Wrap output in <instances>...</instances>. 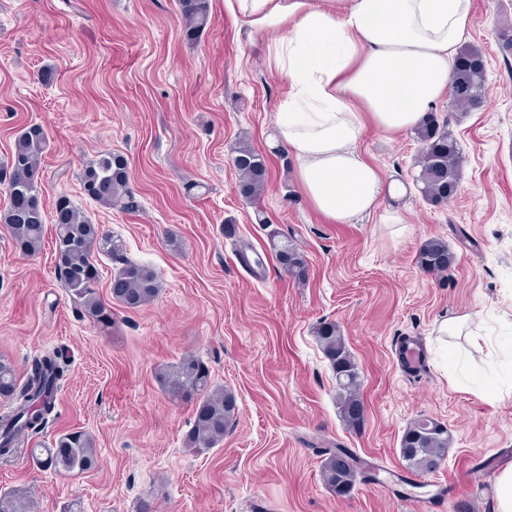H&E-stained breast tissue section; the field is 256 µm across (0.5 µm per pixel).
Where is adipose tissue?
Here are the masks:
<instances>
[{
    "label": "adipose tissue",
    "mask_w": 512,
    "mask_h": 512,
    "mask_svg": "<svg viewBox=\"0 0 512 512\" xmlns=\"http://www.w3.org/2000/svg\"><path fill=\"white\" fill-rule=\"evenodd\" d=\"M270 36L288 94L275 140L314 211L351 224L380 208L385 183L359 152L367 125L418 126L442 97L472 24V0H225Z\"/></svg>",
    "instance_id": "obj_1"
}]
</instances>
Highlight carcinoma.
Returning <instances> with one entry per match:
<instances>
[{"label": "carcinoma", "mask_w": 512, "mask_h": 512, "mask_svg": "<svg viewBox=\"0 0 512 512\" xmlns=\"http://www.w3.org/2000/svg\"><path fill=\"white\" fill-rule=\"evenodd\" d=\"M186 35L199 36L210 22V0H178ZM485 61L480 51L464 48L452 65L449 103L456 110L468 111L485 96ZM422 145L417 182L423 197L433 205L453 198L461 178V152L457 140L426 118L415 130ZM47 148L42 126L32 124L17 136L9 166L4 171L8 203L0 212L13 246L23 256L37 252L43 243L45 209L38 185L40 161ZM233 167L239 194L251 201L261 197L268 179L264 157L247 140L234 148ZM127 160L119 153L106 152L87 163L80 174L86 195L105 206H133L127 197ZM55 226V266L73 299L96 323L112 325V309L98 297L96 287L100 273L96 256L105 255L117 264L110 282L112 299L129 310L150 303L159 290L157 271L146 264L130 261L125 256L121 239L102 232L66 197L58 198L52 214ZM268 246L280 268L289 277L301 281L307 274L306 262L297 247L281 234L268 233ZM454 263L448 243L440 238L427 240L419 249L417 264L429 272H445ZM325 357L336 378L340 413L349 427L364 423L365 407L360 394L358 365L348 349L339 326L322 321L315 330ZM64 377L60 356L54 352L35 359L23 378L13 366L0 360V398L16 403L11 414L0 417V457L16 452L19 435L36 432L55 408L56 393ZM167 393L183 399L195 393L202 399L195 406L193 425L185 437L186 447L203 454L224 440V435L238 415L237 398L228 389H210V372L198 358L187 356L160 370L157 375ZM448 451V430L441 423L421 418L405 429L400 440V454L408 469L431 473L443 462ZM322 481L328 491L338 497L351 493L357 482L370 480L356 455L348 463L340 462L334 448L322 450ZM45 470L84 473L98 464V451L93 437L83 430L63 432L52 445L36 457ZM0 512H31L26 494L17 489L0 494Z\"/></svg>", "instance_id": "1"}]
</instances>
